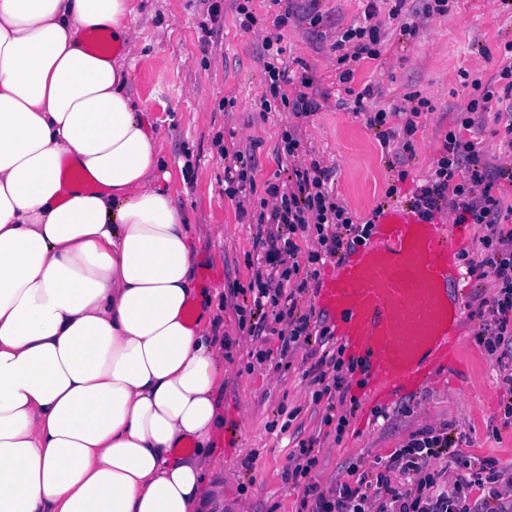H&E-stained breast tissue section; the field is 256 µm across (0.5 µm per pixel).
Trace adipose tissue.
<instances>
[{
	"mask_svg": "<svg viewBox=\"0 0 512 512\" xmlns=\"http://www.w3.org/2000/svg\"><path fill=\"white\" fill-rule=\"evenodd\" d=\"M133 0H0V512H203L224 346L123 56ZM105 30L114 53H90Z\"/></svg>",
	"mask_w": 512,
	"mask_h": 512,
	"instance_id": "ef3b65f1",
	"label": "adipose tissue"
}]
</instances>
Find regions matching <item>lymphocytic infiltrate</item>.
<instances>
[{
	"instance_id": "1",
	"label": "lymphocytic infiltrate",
	"mask_w": 512,
	"mask_h": 512,
	"mask_svg": "<svg viewBox=\"0 0 512 512\" xmlns=\"http://www.w3.org/2000/svg\"><path fill=\"white\" fill-rule=\"evenodd\" d=\"M336 47L338 81L350 83L354 76L355 62L374 59L381 55L384 43L382 23L375 4H367L364 19L339 30ZM284 49L280 39L265 38L259 57L267 79L268 98L262 99L263 111L280 106L297 116L308 115L319 109L313 93L314 79L302 74L300 90H291L288 65L282 60ZM504 55L511 61L498 72L502 88L474 82L478 95L469 100L459 111L444 136L440 156L434 170L423 185L417 186L410 198L412 208L431 218L439 213L448 214L455 224H501V233L481 236L483 256L468 259L466 273L482 278L492 275L497 286L496 294L488 299L489 324H486L478 343L491 356L512 353V203H505L503 184L512 185V167L497 166L482 158L473 134L481 125V114L489 102L506 106L509 117L504 126L503 143L512 151V41L503 47ZM407 118L402 128L387 124L386 110H378L369 117L370 126L378 130L381 147L400 141L401 153H413V137L418 132L422 116L431 111L428 99L419 95L408 98ZM269 200L260 201L256 221L276 224L280 230L269 233L261 247L264 262L270 271L256 275L248 290L249 314L254 322L249 332L260 331L268 314L277 318H296L295 327L288 334L289 342L299 338L326 339L328 329L312 324L310 316L296 315L294 308L283 307L280 300L285 288L299 268L285 265V257L294 256L297 245L294 235L314 231L318 248L307 261L311 265V279H318L321 268L342 252L366 245L372 235L373 224L355 222L348 208L340 205L330 186L329 172L313 161L292 167L282 184L269 186ZM448 458L459 468L453 484L440 481L437 473L428 472L431 461ZM376 480L368 485L342 484L334 494L317 495L311 512H512V501H504L501 486H512V471L487 470L485 464L466 459L458 441L448 433L425 428L411 434L401 448L395 449L388 460H376ZM401 468L403 474L412 475L415 485L405 489L393 485L389 473ZM480 489L484 497L471 502L473 489Z\"/></svg>"
}]
</instances>
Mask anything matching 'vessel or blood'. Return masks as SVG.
Here are the masks:
<instances>
[{
	"mask_svg": "<svg viewBox=\"0 0 512 512\" xmlns=\"http://www.w3.org/2000/svg\"><path fill=\"white\" fill-rule=\"evenodd\" d=\"M374 234L381 247L343 261L322 283L316 305L364 359L378 393L412 391L459 358L460 310L447 299L462 276L457 236L406 202L386 205Z\"/></svg>",
	"mask_w": 512,
	"mask_h": 512,
	"instance_id": "vessel-or-blood-1",
	"label": "vessel or blood"
}]
</instances>
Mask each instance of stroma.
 <instances>
[{
    "label": "stroma",
    "mask_w": 512,
    "mask_h": 512,
    "mask_svg": "<svg viewBox=\"0 0 512 512\" xmlns=\"http://www.w3.org/2000/svg\"><path fill=\"white\" fill-rule=\"evenodd\" d=\"M221 17L212 21V0H134L131 25L137 49L129 58V87L136 112L162 140L167 179L162 186L185 210L191 223L208 228L195 241L193 263L200 287L217 288L219 310L212 328L227 339L224 386L217 402L224 429L214 440L219 463L211 477L214 490L208 512H298L304 485L285 477L289 455L298 442L314 440L318 464L312 472L320 492L342 483L356 484L375 458L389 457L409 435L423 427L447 428L461 438L464 455L498 469L512 467V424L505 423L500 386L512 360L497 364L475 341L481 326L470 315L478 298L491 296V279L464 278L458 284L463 316L458 324L461 357L455 369L425 381L412 393L372 398L370 378L349 375V393L357 405L337 404L349 421L344 433L325 424V402L315 401L319 388L316 363L320 345L282 351L275 331L248 335L236 312L242 290L255 273L246 262L267 224L240 219L236 202L224 194L223 149L252 148L258 161L253 190L242 200L258 202L275 182L281 161L280 132L294 127L301 139L299 157L316 159L331 174L338 201L359 219L371 218L391 184L399 200H409L428 177L458 108L473 97L461 84L460 70L482 84L495 82L503 66L501 46L512 41V11L499 0H450L444 17L416 18L417 0H407L401 20L379 12L386 47L375 60L354 64L350 87L336 78V30L362 19L366 0H291L274 6L253 0L257 23L243 31L233 0H219ZM322 15L310 26L307 10ZM288 14L284 26L276 18ZM418 23L413 41L402 40V23ZM281 36L291 78L313 75L328 95L322 109L306 118L284 111H262L266 91L258 46ZM376 90L368 109L394 111L404 96L419 93L433 112L415 136L416 155L403 169L391 168L364 114L355 110L354 94ZM405 181H398L399 171ZM384 419H375V412Z\"/></svg>",
    "instance_id": "1"
}]
</instances>
